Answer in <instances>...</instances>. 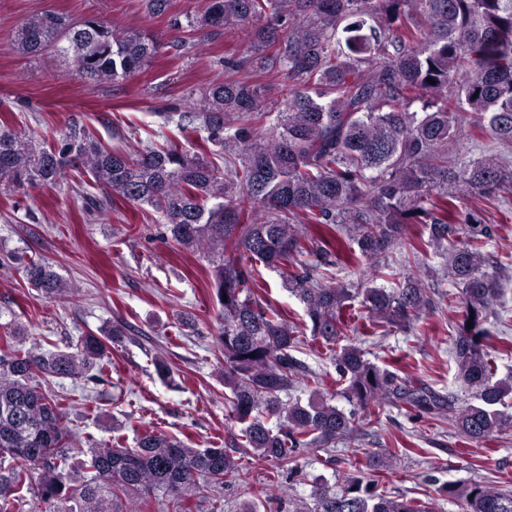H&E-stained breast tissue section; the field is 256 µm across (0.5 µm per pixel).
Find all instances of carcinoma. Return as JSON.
<instances>
[{
  "mask_svg": "<svg viewBox=\"0 0 512 512\" xmlns=\"http://www.w3.org/2000/svg\"><path fill=\"white\" fill-rule=\"evenodd\" d=\"M197 23L246 27L254 36V51L224 58V79L179 114L181 128L206 133L204 151L108 148L75 125L48 146L0 127V191L54 186L83 169L110 201L152 208L175 245L206 255L224 399L241 425L242 443L233 448H250L261 462L288 464L297 474L304 450L355 439L375 407L404 409L415 419L446 411L456 433L476 444L512 429L504 411L512 378H496L484 345L503 294L502 263L481 251L491 228L465 207L476 195L509 202L512 169L491 157L448 160L466 113L470 139L487 134L512 143V0H205ZM15 44L24 55L52 49L82 78L112 84L145 71L159 51L144 32L118 33L95 16L73 22L52 12L25 19ZM274 80L283 98L270 103ZM208 152L224 166L208 161ZM412 224L428 239L407 240ZM444 246L450 263L432 275L458 291L451 350L475 399L458 407L344 343L356 305L373 334L416 328L434 310L435 290L411 273L393 277L379 259L399 247L405 264L418 266L425 248ZM258 262L278 271L304 305L303 325L251 289ZM365 263L366 277L336 279L334 269ZM22 271L47 298L70 289L42 259ZM306 330L333 352L350 410L317 387L305 404L282 399L306 379L292 355ZM125 332L118 322L81 337L73 352L44 354L16 347V330L4 329L0 512H20L27 493L53 512H142L159 495L171 512H194L208 489L242 478L229 449L190 448L154 429L138 435L134 448L94 447L81 464L72 462V420L42 385L64 377L104 381L86 369ZM435 492L459 512H512V491L491 484ZM310 498L294 500L290 512H429L350 476L316 484Z\"/></svg>",
  "mask_w": 512,
  "mask_h": 512,
  "instance_id": "1",
  "label": "carcinoma"
}]
</instances>
